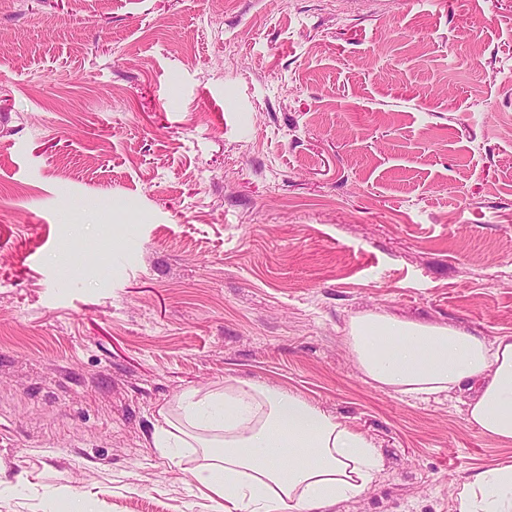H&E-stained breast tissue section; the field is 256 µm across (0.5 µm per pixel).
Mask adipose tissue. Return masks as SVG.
<instances>
[{
  "instance_id": "adipose-tissue-1",
  "label": "adipose tissue",
  "mask_w": 512,
  "mask_h": 512,
  "mask_svg": "<svg viewBox=\"0 0 512 512\" xmlns=\"http://www.w3.org/2000/svg\"><path fill=\"white\" fill-rule=\"evenodd\" d=\"M344 342L376 388L427 399L458 393L483 435L512 443V336H481L453 325L386 313L351 318ZM183 423L157 427L153 446L170 465L201 448V493L222 512H330L361 497L382 466L371 441L300 396L225 381L180 399ZM458 512H512V464L462 483Z\"/></svg>"
}]
</instances>
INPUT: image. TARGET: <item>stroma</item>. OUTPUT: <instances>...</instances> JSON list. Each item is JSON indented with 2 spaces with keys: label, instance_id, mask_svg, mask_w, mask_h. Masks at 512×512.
I'll return each mask as SVG.
<instances>
[{
  "label": "stroma",
  "instance_id": "stroma-1",
  "mask_svg": "<svg viewBox=\"0 0 512 512\" xmlns=\"http://www.w3.org/2000/svg\"><path fill=\"white\" fill-rule=\"evenodd\" d=\"M365 311L512 334V0H0V512H218L151 443L228 379L374 442L335 512H457L512 444Z\"/></svg>",
  "mask_w": 512,
  "mask_h": 512
}]
</instances>
